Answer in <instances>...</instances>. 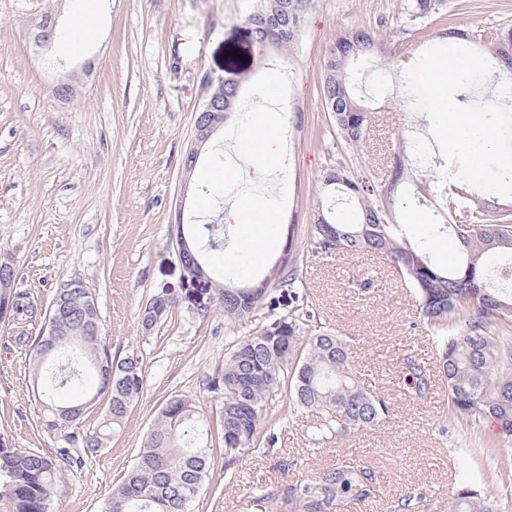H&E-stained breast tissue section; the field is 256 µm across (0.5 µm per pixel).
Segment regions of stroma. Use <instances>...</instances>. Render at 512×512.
Returning a JSON list of instances; mask_svg holds the SVG:
<instances>
[{"mask_svg":"<svg viewBox=\"0 0 512 512\" xmlns=\"http://www.w3.org/2000/svg\"><path fill=\"white\" fill-rule=\"evenodd\" d=\"M447 0L455 27L483 51L480 31L512 20V0ZM81 0H0V261L16 268V287L49 308L57 288L79 279L90 288L112 356H142L147 385L121 431L79 470L65 473L50 512H100L124 471L138 458L156 413L169 394L204 398L203 384L224 359L231 329L224 314L179 306L154 336L143 337L138 314L158 288L179 287L175 223L189 221L183 205L182 163L202 102L204 76L223 75L233 54L250 62H279L290 76L287 117L288 203L284 225L293 248L306 250L321 203L324 170L347 150L325 112L320 89L324 60L337 34L371 28L385 41L379 67L355 75L359 94L377 107L370 147L408 151L429 140L426 116L400 108L383 111L380 81L401 79L434 32L404 30L399 0H315L301 40L289 58L255 43L241 18L254 0H98L81 54L52 64L33 41L35 21L54 15L70 28ZM75 73L76 93L56 96V84ZM397 218L410 240L428 242L442 267L457 259L451 237L432 226L431 209L403 193ZM372 279L360 290V276ZM303 284L323 325L349 337L354 364L366 383L389 400L392 418L351 434L339 448L309 451L305 416L286 417L275 446L245 453L225 479L216 462L198 512H234L253 483H294L332 466L339 455L367 460L374 491L353 512H391L410 494H424L418 512H448L460 482L487 491L468 457L450 456L455 433H442L447 387L434 380L427 397L404 391L405 358L436 364L424 333L418 300L381 256L332 255L302 266ZM16 323L0 320V433L11 447L50 452L65 447V433L36 426L28 358L14 343Z\"/></svg>","mask_w":512,"mask_h":512,"instance_id":"35a3bbf8","label":"stroma"}]
</instances>
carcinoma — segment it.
Returning a JSON list of instances; mask_svg holds the SVG:
<instances>
[{"label": "carcinoma", "instance_id": "cac0c4a2", "mask_svg": "<svg viewBox=\"0 0 512 512\" xmlns=\"http://www.w3.org/2000/svg\"><path fill=\"white\" fill-rule=\"evenodd\" d=\"M257 0L245 16L250 34L265 46L289 51L297 42L314 0ZM447 11L446 0H401L399 19L413 31L436 25ZM489 62L512 73V21L489 28L485 35ZM380 37L365 29L341 32L324 62L321 97L332 117L336 139L351 150L367 144L373 111L356 95L351 71L379 52ZM249 75H224V118L236 112ZM421 173L410 183L413 159L393 153L377 166L336 162L322 177L323 189L354 203L353 220H336L332 209L314 222L309 253H371L387 257L394 272L419 301L420 322L438 349V368L448 387L447 414L459 433L453 451L469 455L492 481L512 492V457L498 448L499 438L512 436V205L496 197L439 185L442 165L433 157L419 162ZM414 185L418 198L433 197L434 215L448 221L460 258L451 268L434 263L422 244H413L397 222L394 200ZM205 250H224V225L204 224ZM207 306L191 300L190 288L162 287L140 312L143 335L150 336L184 302L205 315L224 311V321L237 332L227 337L224 361L206 380L209 398L223 407L211 428L200 401L174 395L158 410L140 456L105 502L102 512H194L206 492L215 464L206 438H217L224 456L225 477L232 479L236 460L271 442L272 429L283 416L305 412L313 422L305 430L310 449L338 445L352 433L372 428L392 416L385 396L360 381L350 341L331 330H312L309 296L297 274V260L286 248L282 262L262 279L238 283L213 275L197 246ZM61 310L66 329L50 336L45 329L31 336L21 330L17 345L30 350L29 374L39 399L37 427L61 432L107 395L101 429L67 435L68 447L53 453L10 448L0 436V512H49L51 493L65 470L79 469L89 455L106 447L121 428L146 384L139 355L116 358L102 340V323L90 289L70 280L57 289L48 310L15 288L0 291V318L22 313L29 322L45 321ZM404 390L421 398L431 388V372L406 359ZM281 400L282 413L271 405ZM500 430L484 435L480 424ZM375 472L360 459L340 460L316 471L305 482L257 486L250 505L267 504L273 512H343L352 501L373 493ZM509 497L481 494L462 485L448 512H505Z\"/></svg>", "mask_w": 512, "mask_h": 512}]
</instances>
